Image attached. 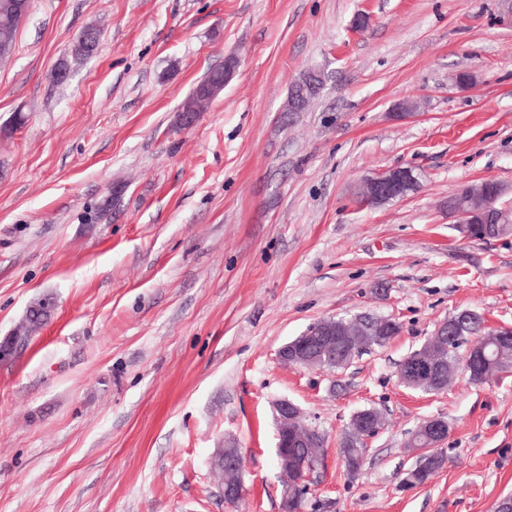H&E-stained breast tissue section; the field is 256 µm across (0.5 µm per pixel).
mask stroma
<instances>
[{
  "label": "stroma",
  "mask_w": 512,
  "mask_h": 512,
  "mask_svg": "<svg viewBox=\"0 0 512 512\" xmlns=\"http://www.w3.org/2000/svg\"><path fill=\"white\" fill-rule=\"evenodd\" d=\"M89 27L99 47L74 58ZM228 56L233 77L181 126ZM311 66L330 81L284 113ZM405 98L417 115L392 120ZM395 166L424 172L418 191L361 206L359 182ZM482 180L512 210V0H31L0 62V339L40 295L57 306L0 363V512H283L279 399L326 436L328 512H493L512 494V371L436 394L398 380L455 311L512 327V233L461 240L444 207ZM359 313L402 331L336 376L278 361ZM368 405L385 426L349 476L338 439ZM431 416L447 464L404 486ZM227 439L238 509L209 464ZM205 84L196 86L185 99L182 107L187 111L179 112L180 121L184 126H192L197 121L199 112H205L212 100L217 96ZM426 433L429 435V445L426 448H438L444 452L443 445L448 440L449 425L448 421L441 417H430L425 419Z\"/></svg>",
  "instance_id": "1"
}]
</instances>
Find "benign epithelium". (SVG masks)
Listing matches in <instances>:
<instances>
[{"label": "benign epithelium", "instance_id": "benign-epithelium-1", "mask_svg": "<svg viewBox=\"0 0 512 512\" xmlns=\"http://www.w3.org/2000/svg\"><path fill=\"white\" fill-rule=\"evenodd\" d=\"M329 75L320 68H307L291 83L286 107L290 112H301L313 95H318L325 88ZM421 172L413 166L395 167L374 176L364 178L358 190L361 204L380 207L403 198L420 185ZM499 194L490 193L483 182L470 186L469 194L464 199L448 198V213L458 218V229L462 237L470 239L468 227L471 224H509L508 213L497 206ZM472 310H462L451 317L441 320L432 336L417 350V356L399 367V381L408 388L427 393H440L453 382L458 369L462 368L469 377L477 376L479 380L496 377L502 369L512 362V329L505 327L497 332L499 342L496 355L490 357L485 347L471 340L466 343L463 359L448 357L446 337L463 332L462 326L472 320ZM362 322L358 318L326 317L312 323L304 333L306 342L323 351L341 346L349 356L358 355L356 348ZM281 362L309 370L326 371L329 369L327 358L320 355H307L288 345L278 350ZM277 423V445L288 442L303 445L309 450L307 460L301 462L283 457L281 463V482L288 494L283 501H288L291 494L297 499H309L315 495L313 473L317 469L315 461L319 458L318 439L322 432L309 424L300 409L291 401L280 400L275 405ZM384 418L373 414L365 420L351 418L348 423L350 432L357 435L362 448L371 447L373 440L384 429ZM429 447L443 449L448 440V421L441 417L425 419ZM210 468L218 479L224 492L237 498L246 495L243 478V463L240 452L235 446L217 448L210 458Z\"/></svg>", "mask_w": 512, "mask_h": 512}]
</instances>
